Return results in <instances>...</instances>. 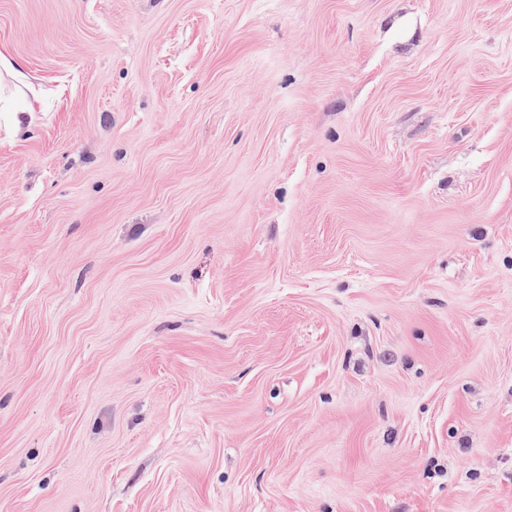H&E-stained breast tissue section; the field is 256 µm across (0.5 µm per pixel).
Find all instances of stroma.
I'll return each instance as SVG.
<instances>
[{"mask_svg": "<svg viewBox=\"0 0 512 512\" xmlns=\"http://www.w3.org/2000/svg\"><path fill=\"white\" fill-rule=\"evenodd\" d=\"M0 512H512V0H0Z\"/></svg>", "mask_w": 512, "mask_h": 512, "instance_id": "35a3bbf8", "label": "stroma"}]
</instances>
